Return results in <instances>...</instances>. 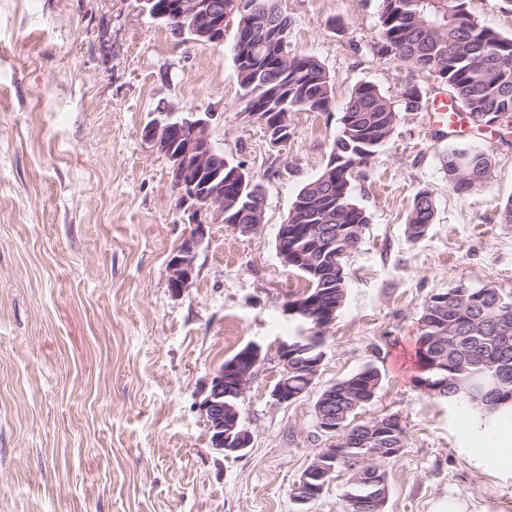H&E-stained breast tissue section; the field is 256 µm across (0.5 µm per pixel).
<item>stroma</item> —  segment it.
<instances>
[{"instance_id":"1","label":"stroma","mask_w":512,"mask_h":512,"mask_svg":"<svg viewBox=\"0 0 512 512\" xmlns=\"http://www.w3.org/2000/svg\"><path fill=\"white\" fill-rule=\"evenodd\" d=\"M294 54L332 79L327 112H292L275 147L240 114L234 27L215 46L143 13L137 0H0V512H298L290 492L327 440L314 404L374 365L383 380L360 419L400 415L405 448L383 461L384 512H512V465L488 434L415 384L424 302L456 281L512 292V140L492 127L448 134L404 112L352 199L370 217L346 260V300L325 330L309 392L275 404L281 340L309 335L284 303L307 281L281 262L279 227L326 167L342 106L359 83L398 98L413 77L429 101L446 85L374 55L380 0H279ZM213 112L211 141L264 186V222L211 225L192 288L173 295L166 264L177 221L165 157L144 139L157 112ZM492 158L484 184L456 194L449 146ZM435 217L407 239L416 192ZM262 356L238 401L252 443L212 448L197 408L242 346Z\"/></svg>"}]
</instances>
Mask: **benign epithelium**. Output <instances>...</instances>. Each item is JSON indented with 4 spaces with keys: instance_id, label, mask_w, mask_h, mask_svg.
<instances>
[{
    "instance_id": "7a95c632",
    "label": "benign epithelium",
    "mask_w": 512,
    "mask_h": 512,
    "mask_svg": "<svg viewBox=\"0 0 512 512\" xmlns=\"http://www.w3.org/2000/svg\"><path fill=\"white\" fill-rule=\"evenodd\" d=\"M155 0H139L142 10L153 19L176 22L180 33L191 28L195 41L212 44L224 42V15L222 0H178L175 18L154 5ZM212 112L162 111L144 129V138L169 162L173 188L176 192L175 209L179 223L188 225V232L167 262L169 288L176 295L191 288L196 276L197 252L207 239L210 225L224 222V154L211 142ZM347 228H333L325 235H314L318 248L328 257L332 269H342L340 259L350 250L347 246ZM496 317L501 332L512 334V304L501 299ZM315 346L306 336L294 341L283 340L278 345L280 377L272 389L271 397L279 404H289L301 394L288 390V379L296 374L314 383L323 359L312 355ZM262 348L249 344L246 361L235 360L215 370L210 383L202 392L198 409L206 420L211 447L222 453L244 452L252 442L249 430L240 423L239 416L224 420V399L239 400L250 383L252 372L261 359ZM512 397V380L508 374L496 370L486 375L484 383L476 389L475 399L487 400ZM318 428L328 437L330 444L315 459L312 467L294 488V502L300 506L311 503L328 486L336 473V462L346 457L355 462L361 458L351 454V447L336 436L345 432L336 416L318 413ZM404 434L403 420L395 415L369 429L363 446L370 458L388 459L395 455L385 437Z\"/></svg>"
}]
</instances>
